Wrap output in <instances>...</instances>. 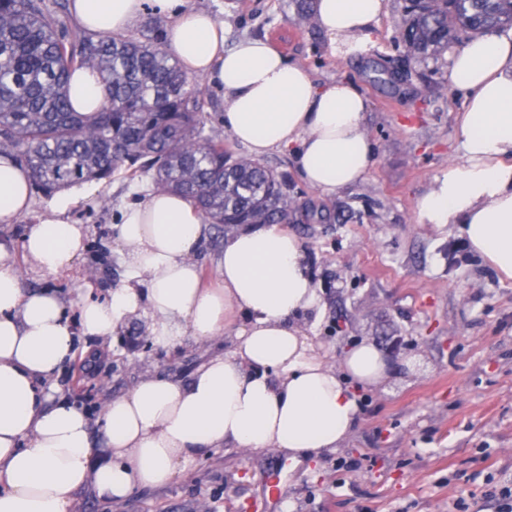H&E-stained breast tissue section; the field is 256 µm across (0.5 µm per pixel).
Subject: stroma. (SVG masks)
I'll list each match as a JSON object with an SVG mask.
<instances>
[{
	"instance_id": "1",
	"label": "stroma",
	"mask_w": 512,
	"mask_h": 512,
	"mask_svg": "<svg viewBox=\"0 0 512 512\" xmlns=\"http://www.w3.org/2000/svg\"><path fill=\"white\" fill-rule=\"evenodd\" d=\"M223 20L225 47L243 37L266 40L317 82H354L369 101L365 130L374 162L361 180L325 195L299 175L291 154L263 162L288 178L291 193L326 221L289 224L303 243L323 312L305 332L333 367L360 341L373 342L394 364L389 379L365 390L356 423L340 447L313 459L245 448L203 451L171 485L137 489L120 501L85 490L76 512H255L272 470L289 463L286 512H495L512 479V280L472 251L449 258L456 228L421 223L417 201L436 176L461 158L456 117L462 92L447 88L450 54L416 59L409 84L374 79L393 56L403 0L371 29L360 50H335L317 26L297 28L294 0H192ZM444 84L439 99L430 90ZM70 210L84 225L86 248L75 266L47 275L17 257L25 288L56 291L74 306L85 289L106 294L124 267L112 240L118 207L142 198L150 180L125 171L93 181ZM237 319L201 344L131 353L119 338L81 336L74 358L55 380L59 394L83 399L92 416L141 378L189 377L212 356L231 354Z\"/></svg>"
}]
</instances>
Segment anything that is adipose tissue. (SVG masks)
I'll return each mask as SVG.
<instances>
[{
    "label": "adipose tissue",
    "mask_w": 512,
    "mask_h": 512,
    "mask_svg": "<svg viewBox=\"0 0 512 512\" xmlns=\"http://www.w3.org/2000/svg\"><path fill=\"white\" fill-rule=\"evenodd\" d=\"M80 28L121 34L147 15L166 18V47L187 76H205L224 98L221 120L257 157L288 151L301 177L331 194L361 179L374 158L364 125L368 101L354 82L316 85L267 42L224 46V24L189 0H70ZM386 0H315L314 15L335 46L352 50L386 14ZM449 84L465 95L458 118L462 159L449 164L417 202L423 223L457 227L472 251L512 279V36L494 30L453 56ZM74 111L106 102L90 70L68 85ZM81 188L54 196L20 244L0 242V512H74V495L102 498L158 489L181 477L202 449L275 448L298 457L336 448L359 410L355 386L375 388L391 371L371 342L330 367L300 327L321 302L301 241L277 224H249L224 240L219 284L204 287L192 261L209 223L183 196L152 191L124 205L114 240L125 274L106 296L85 291L76 314L47 290H25L14 264L22 253L56 274L85 249L69 211ZM27 169L0 155V221L28 214ZM243 314L231 355L203 364L188 381L141 380L112 398L98 420L50 390L77 336L106 337L147 314L153 344L224 333ZM100 427L105 447L93 445Z\"/></svg>",
    "instance_id": "ef3b65f1"
}]
</instances>
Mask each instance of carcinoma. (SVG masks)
Segmentation results:
<instances>
[{
  "mask_svg": "<svg viewBox=\"0 0 512 512\" xmlns=\"http://www.w3.org/2000/svg\"><path fill=\"white\" fill-rule=\"evenodd\" d=\"M404 13L393 43L407 62L512 28V0H406ZM312 14L311 0H295V25ZM83 68L97 71L107 91L91 117L73 112L67 96L68 77ZM204 107V90L180 70L160 25L140 38L72 36L44 0H0V153L30 169L36 192L124 169L182 193L226 232L299 222L306 207L286 178L207 135Z\"/></svg>",
  "mask_w": 512,
  "mask_h": 512,
  "instance_id": "cac0c4a2",
  "label": "carcinoma"
}]
</instances>
